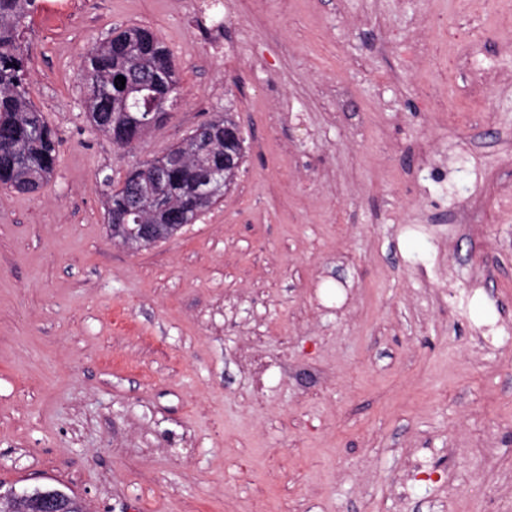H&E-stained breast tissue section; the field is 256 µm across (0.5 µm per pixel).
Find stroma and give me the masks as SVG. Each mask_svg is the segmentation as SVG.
I'll list each match as a JSON object with an SVG mask.
<instances>
[{
    "label": "stroma",
    "instance_id": "1",
    "mask_svg": "<svg viewBox=\"0 0 512 512\" xmlns=\"http://www.w3.org/2000/svg\"><path fill=\"white\" fill-rule=\"evenodd\" d=\"M128 26L178 75L133 153L80 68ZM23 47L62 142L40 190L0 188V488L512 512V0H41ZM226 109L223 201L113 244L100 180Z\"/></svg>",
    "mask_w": 512,
    "mask_h": 512
}]
</instances>
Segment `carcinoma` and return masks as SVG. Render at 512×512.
<instances>
[{"mask_svg":"<svg viewBox=\"0 0 512 512\" xmlns=\"http://www.w3.org/2000/svg\"><path fill=\"white\" fill-rule=\"evenodd\" d=\"M38 8V0H0V186L17 192H34L54 172L58 164L60 136L30 98L28 59L23 48L27 19ZM82 71L87 80L85 103L90 125L112 134V126L128 128V138L118 148L132 151L139 145L136 120L146 114L167 116V107L177 91L176 66L170 51L149 30L128 28L113 30L99 45L83 57ZM126 79L125 86L116 77ZM236 126L229 117L215 116L210 132L200 137L189 134L172 148L181 163L170 168L162 193L166 208L152 213L143 211L128 216L124 187L137 184L155 190L156 160L131 166L116 185L112 177L103 178L106 197V223L128 219V223L189 224L223 198L210 196L193 209L184 200L186 183L196 167L224 165V149L245 157L243 143L224 144V126Z\"/></svg>","mask_w":512,"mask_h":512,"instance_id":"carcinoma-1","label":"carcinoma"}]
</instances>
